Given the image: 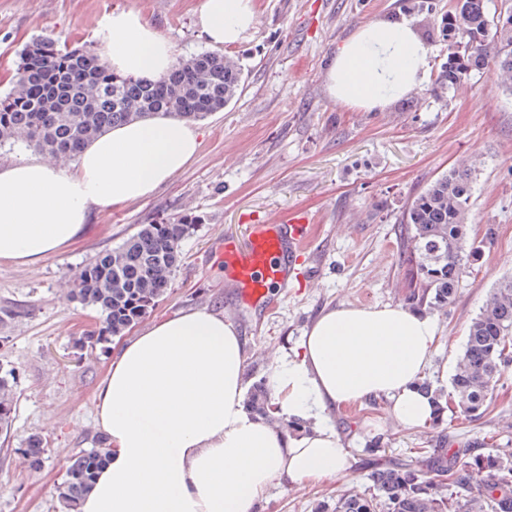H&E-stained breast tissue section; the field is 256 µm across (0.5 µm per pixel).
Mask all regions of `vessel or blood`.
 I'll return each instance as SVG.
<instances>
[{
	"instance_id": "vessel-or-blood-1",
	"label": "vessel or blood",
	"mask_w": 512,
	"mask_h": 512,
	"mask_svg": "<svg viewBox=\"0 0 512 512\" xmlns=\"http://www.w3.org/2000/svg\"><path fill=\"white\" fill-rule=\"evenodd\" d=\"M310 221V216L303 213H293L286 218L275 216L266 223L251 225L247 244L225 237L226 272L245 302H265L270 288L287 287L288 261L306 247L299 228Z\"/></svg>"
}]
</instances>
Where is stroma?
Masks as SVG:
<instances>
[{
	"mask_svg": "<svg viewBox=\"0 0 512 512\" xmlns=\"http://www.w3.org/2000/svg\"><path fill=\"white\" fill-rule=\"evenodd\" d=\"M202 0H0V93L15 84L20 52L34 38L98 49L108 17L135 11L179 59L208 50L195 24ZM252 29L224 55L240 65L243 88L224 109L199 122L201 146L179 174L151 195L94 211L79 236L48 255L38 271L0 259V364L17 371L10 437L0 440V512H64L55 488L68 460L92 447L99 430L93 394L112 344L75 347L96 314L65 295L69 277L139 225L182 219L195 230L181 243L182 262L147 321L197 306L236 303L217 243L246 242L250 225L294 210L308 248L291 260L287 287L266 308L244 307L234 321L245 342L246 381L265 380L273 354H291L313 321L341 306L406 305L401 218L430 181L477 165L470 222L482 255L463 270L447 312L433 314L439 334L425 377L449 388L468 326L495 284L512 276V93L490 74L454 89L435 87L447 52L440 37L446 0L412 10L407 0H255ZM403 18L430 48L429 71L412 94L384 111L350 107L330 96L335 51L363 23ZM493 238H485L486 225ZM350 455L345 474L320 484L277 487L260 512H316L319 501L354 488L370 491L365 446L380 438L385 456L422 466V448H467L512 458V369L496 383L479 418L448 414L439 426L402 427L388 400L329 411L324 419ZM48 443L40 472L17 449L29 434Z\"/></svg>",
	"mask_w": 512,
	"mask_h": 512,
	"instance_id": "obj_1",
	"label": "stroma"
}]
</instances>
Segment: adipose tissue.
I'll use <instances>...</instances> for the list:
<instances>
[{
  "label": "adipose tissue",
  "mask_w": 512,
  "mask_h": 512,
  "mask_svg": "<svg viewBox=\"0 0 512 512\" xmlns=\"http://www.w3.org/2000/svg\"><path fill=\"white\" fill-rule=\"evenodd\" d=\"M254 0H202L198 25L224 47L251 30ZM100 54L112 70L163 77L173 50L133 11L107 19ZM429 47L404 21L374 19L340 46L328 72L337 101L382 111L426 77ZM200 133L162 115L118 125L68 166L30 150L0 163V259L30 266L74 240L93 210L152 194L196 155ZM438 343L417 311L340 307L321 314L288 358L273 357L270 415L311 422L292 435L250 409L244 342L223 312L193 307L119 342L95 389L109 452L78 512H259L271 488L343 474L349 453L320 422L334 408L384 395L409 430L433 405L416 382Z\"/></svg>",
  "instance_id": "ef3b65f1"
}]
</instances>
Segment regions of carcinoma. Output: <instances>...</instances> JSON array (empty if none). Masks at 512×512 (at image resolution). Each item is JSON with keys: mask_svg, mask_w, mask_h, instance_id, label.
Wrapping results in <instances>:
<instances>
[{"mask_svg": "<svg viewBox=\"0 0 512 512\" xmlns=\"http://www.w3.org/2000/svg\"><path fill=\"white\" fill-rule=\"evenodd\" d=\"M441 34L448 59L437 82L452 89L475 74L490 73L512 92V0H501L490 14L484 0H448ZM241 69L230 58L210 51L177 61L163 78L151 81L112 71L83 46L60 45L39 37L20 54L18 81L0 94V145L20 143L74 160L92 139L117 124L152 115L188 122L207 119L236 97ZM473 173L450 171L427 184L402 216L410 226L408 264L415 278L409 300L419 310L444 311L459 287L463 268L480 258L470 243L468 224ZM194 230L185 221L142 224L121 244L85 263L75 274L68 299L101 316L99 328L74 339L83 347L121 336L166 295L182 260L180 243ZM512 366V278L499 282L485 307L470 322L462 352L451 377V392L419 383L432 393L433 423L443 420L453 404L467 417L483 415L498 378ZM17 375L0 373V433L9 434L15 408ZM443 457L437 448L420 454L438 463L425 472L406 463L374 458L373 492L348 490L336 501H324L319 512H452L448 487L465 489L477 481L481 494L468 501L466 512H512V460L463 449ZM18 453L32 470L45 467L46 442L37 434L24 440ZM106 458V438L81 450L56 487L57 498L77 512Z\"/></svg>", "mask_w": 512, "mask_h": 512, "instance_id": "obj_1", "label": "carcinoma"}]
</instances>
